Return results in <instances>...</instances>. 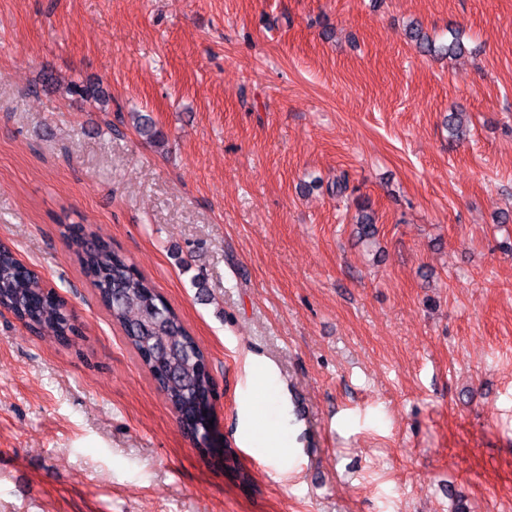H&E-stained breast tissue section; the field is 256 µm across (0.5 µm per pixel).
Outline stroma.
I'll list each match as a JSON object with an SVG mask.
<instances>
[{
    "label": "stroma",
    "mask_w": 512,
    "mask_h": 512,
    "mask_svg": "<svg viewBox=\"0 0 512 512\" xmlns=\"http://www.w3.org/2000/svg\"><path fill=\"white\" fill-rule=\"evenodd\" d=\"M68 224L181 315L247 480L182 432ZM0 241L80 328L0 310V512H512V0H0Z\"/></svg>",
    "instance_id": "stroma-1"
}]
</instances>
